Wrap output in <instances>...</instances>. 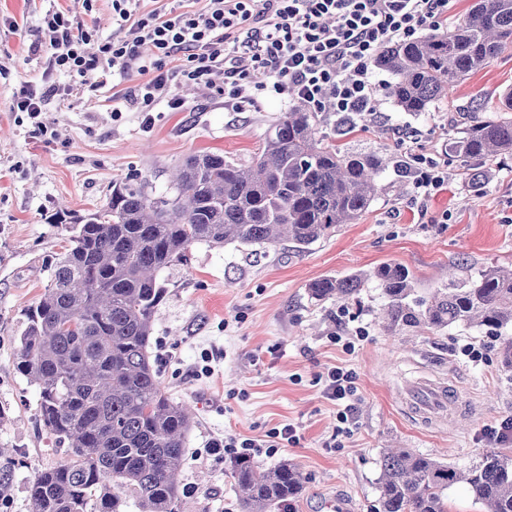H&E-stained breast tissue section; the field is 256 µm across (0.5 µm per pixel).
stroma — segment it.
Segmentation results:
<instances>
[{
  "label": "stroma",
  "instance_id": "stroma-1",
  "mask_svg": "<svg viewBox=\"0 0 512 512\" xmlns=\"http://www.w3.org/2000/svg\"><path fill=\"white\" fill-rule=\"evenodd\" d=\"M77 6V0H0V446L8 449L0 456V512H28V484L65 459L36 418L35 388L16 367L24 312L42 298L47 269L63 245L56 212L102 208L116 181L145 179L154 194L174 196L171 171L196 152L250 164L268 129L292 106L268 95L257 108L227 110L224 78L217 75L212 85L179 89L182 108L158 105L151 126H143L123 98L139 77L93 88L73 73H47L45 53L34 49L42 18ZM376 78V111L345 121L333 112L316 115L320 133L334 144L387 162L367 213L306 249L195 243L158 274L165 294L153 319V356L170 397L194 413L179 475L182 512L237 508L231 460L204 451L227 433L260 438L293 424L298 444L256 463L298 466L305 484L294 501L297 512H327L326 501L339 494L356 502L357 512H379L385 448H414L463 467L487 451L483 427L512 416V359L505 356L511 328L495 335L453 326L411 337L375 323L379 289L346 304L308 295L315 280L384 263L409 268L423 295L470 267L512 266V156L484 163L485 184L476 193L462 182L463 160L448 149L473 122L512 116L502 102L512 90V46L418 116L388 95L390 73L377 70ZM50 84L77 94L50 100L42 127L23 121L13 109L21 87ZM405 128L417 132L413 147L402 142ZM402 159L412 160L416 173L436 166L442 190L416 199L412 182L393 170ZM337 334L362 342L350 354L334 343ZM467 341L485 345L481 364L455 356ZM205 349L220 358L211 375L200 376L196 365ZM334 366L357 377L359 422L348 435L337 434V406L323 394L321 378ZM423 380L457 389L454 421L429 427L407 413L406 390Z\"/></svg>",
  "mask_w": 512,
  "mask_h": 512
}]
</instances>
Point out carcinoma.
<instances>
[{
    "label": "carcinoma",
    "mask_w": 512,
    "mask_h": 512,
    "mask_svg": "<svg viewBox=\"0 0 512 512\" xmlns=\"http://www.w3.org/2000/svg\"><path fill=\"white\" fill-rule=\"evenodd\" d=\"M512 44V0H477L458 25L384 51L375 65L394 76L389 95L419 115ZM466 162L468 188L481 190L486 160L512 153V119L478 122L451 144ZM382 161L345 152L319 134L315 113L294 106L248 166L219 153L178 167L173 199L143 183L112 184L106 205L59 218L65 245L49 267L39 303L26 310L17 367L37 393L36 416L66 460L27 487L31 512H181L178 475L189 407L174 402L150 351L163 299L158 272L194 243L286 241L306 249L352 224L379 196ZM373 286L390 331L436 334L451 326L512 327V271L487 263L419 296L414 275L384 263L311 283L318 301H347ZM231 478L242 512H275L302 492L286 461L263 468L237 461ZM463 483L483 512H512V448H493L465 468L414 448L383 452L379 512H448V490Z\"/></svg>",
    "instance_id": "cac0c4a2"
}]
</instances>
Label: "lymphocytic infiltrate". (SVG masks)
Wrapping results in <instances>:
<instances>
[{
  "label": "lymphocytic infiltrate",
  "instance_id": "1",
  "mask_svg": "<svg viewBox=\"0 0 512 512\" xmlns=\"http://www.w3.org/2000/svg\"><path fill=\"white\" fill-rule=\"evenodd\" d=\"M140 0H112L123 35L95 43L86 16L92 0L56 11L44 19L42 39L50 65L106 84L111 74L142 75L130 96L137 111L164 103L182 106L180 85L224 76V106L243 111L257 106L262 93L289 97L312 112L349 118L376 109L372 65L392 42L418 38L448 18V0H204L184 9L183 0L141 11ZM266 75L256 84L253 73ZM324 395L338 407L343 432L356 423L357 388L352 371L328 370ZM297 430L287 424L267 438L228 434L211 440L207 451L219 458L252 459L296 445Z\"/></svg>",
  "mask_w": 512,
  "mask_h": 512
}]
</instances>
